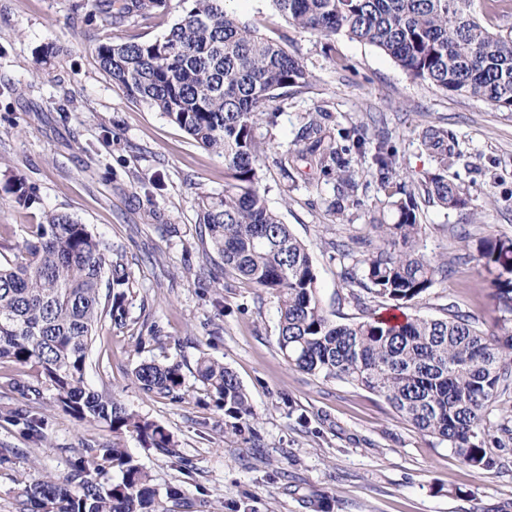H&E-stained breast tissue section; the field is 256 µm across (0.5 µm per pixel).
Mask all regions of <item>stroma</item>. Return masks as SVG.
<instances>
[{
	"mask_svg": "<svg viewBox=\"0 0 512 512\" xmlns=\"http://www.w3.org/2000/svg\"><path fill=\"white\" fill-rule=\"evenodd\" d=\"M91 0H0V259L47 216L77 218L121 256L130 274L126 318L102 321L87 368L88 385L163 425L177 443L169 457L128 438L127 450L158 489L178 488L177 512H512V440L489 447L499 465L474 470L447 444L400 418L382 398L290 366L277 347L278 300L225 270L197 214L203 197L224 193V159L160 112L131 101L101 69L103 42L160 37L180 13L101 29ZM243 23L281 42L312 74L309 87L273 99L275 124L260 125L267 148L261 188L269 207L308 248L323 307L336 322L362 318L342 277L346 259L333 241L374 238L383 207L370 156L360 203L329 210L334 182L310 160L283 180L274 159L292 148L311 115L330 129L364 126L386 139L412 183L435 170L422 143L428 127L448 132L451 168L469 197L447 210L417 194L419 248L447 261L448 277L409 303L408 316H473L493 329L492 277L466 257L458 237L512 238V114L445 94L412 79L374 46L339 35L324 41L276 13L270 0H234ZM347 68H340V61ZM23 183L28 199L14 193ZM225 364L249 391L258 420L252 432L225 433L224 413L206 395L197 361ZM179 364L183 399L145 393L132 372L141 362ZM306 417L299 425L289 405ZM50 447L27 443L0 423V512H15L18 488L45 474L65 476L85 444L111 441L103 423L80 422L52 404L41 407Z\"/></svg>",
	"mask_w": 512,
	"mask_h": 512,
	"instance_id": "obj_1",
	"label": "stroma"
}]
</instances>
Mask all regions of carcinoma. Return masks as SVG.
Wrapping results in <instances>:
<instances>
[{"label":"carcinoma","instance_id":"obj_1","mask_svg":"<svg viewBox=\"0 0 512 512\" xmlns=\"http://www.w3.org/2000/svg\"><path fill=\"white\" fill-rule=\"evenodd\" d=\"M170 0H92L101 26L131 17H156ZM182 14L154 40L97 46L102 70L132 100L161 112L201 146L224 156V195L201 202L199 223L224 267L278 298L279 352L289 365L326 380L350 383L383 398L403 419L448 444L463 464L491 470L487 452L490 406L512 388V239L485 237L477 261L493 275L501 316L494 331L469 315L391 322L370 312L338 323L321 306L306 246L268 206L261 189L255 129L275 123L264 111L277 91L309 85L311 73L280 43L240 23L226 0H179ZM299 29L330 40H362L390 57L412 78L451 95L512 112V0H271ZM318 112L298 132L303 147L275 159L284 179L309 159L333 177L330 208L338 215L359 203L360 171L352 152H365V131L331 132ZM423 144L439 166L422 183L425 195L450 210H464L461 184L448 179L453 157L448 132L430 128ZM372 164L389 198L385 216L372 218L379 243L355 261L361 274L344 273L360 291L350 298L400 309L448 276V263L421 253L422 224L414 193L393 186L395 152L375 146ZM25 258L0 262V364L29 369L3 388L15 403L0 408V422L30 443L49 447L44 416L30 402L50 393L54 406L86 423H105L112 442L86 445L63 479L46 474L19 488L15 512H173L181 493L160 491L126 449L135 436L147 447L176 456L163 426L106 398L86 382L87 359L101 320L123 323L128 274L109 259L110 246L69 214H52L20 246ZM112 298L101 303L103 283ZM197 373L225 432L250 428L257 413L234 372L208 357ZM140 388L179 399L184 378L177 364L145 362L134 370ZM117 477H112V474Z\"/></svg>","mask_w":512,"mask_h":512}]
</instances>
